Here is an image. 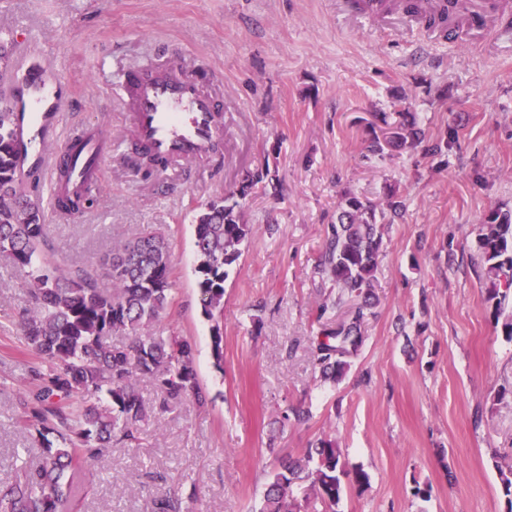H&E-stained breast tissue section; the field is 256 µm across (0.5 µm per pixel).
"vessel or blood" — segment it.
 <instances>
[{
	"mask_svg": "<svg viewBox=\"0 0 512 512\" xmlns=\"http://www.w3.org/2000/svg\"><path fill=\"white\" fill-rule=\"evenodd\" d=\"M466 9L479 18L477 31L484 37L500 26L504 14L500 0H468ZM59 82L55 59L33 40L17 42L12 68L0 76L12 95L8 106L21 145L20 169L37 167L52 209L62 196L99 186L112 151L109 128L88 129L73 121ZM114 86L146 153L166 166L216 160L224 115L205 81L180 68H137L119 73Z\"/></svg>",
	"mask_w": 512,
	"mask_h": 512,
	"instance_id": "1",
	"label": "vessel or blood"
}]
</instances>
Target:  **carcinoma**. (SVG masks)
Listing matches in <instances>:
<instances>
[{"mask_svg": "<svg viewBox=\"0 0 512 512\" xmlns=\"http://www.w3.org/2000/svg\"><path fill=\"white\" fill-rule=\"evenodd\" d=\"M392 123L385 137L372 132L368 151L406 144L417 147L426 134L408 112ZM276 168L269 162L248 174L229 195L198 207L194 247L202 313L212 326L213 353L221 357L224 283L242 256L252 228L244 219L243 201L259 189L277 190ZM93 205L90 191L64 197L59 207L73 215ZM404 209L390 192L386 208L346 193L328 225L319 274L339 288L338 300L360 301L351 317L323 333L314 360L321 378L336 381L363 345L364 307L374 297L375 273L387 216ZM482 276L489 299L507 298L512 289V211L492 210L482 224ZM0 254L27 279L32 308L23 319L24 344L41 362L29 368L35 388L20 400L21 421L33 427L43 449L42 461L24 468L0 490V512H70L71 490L65 472L86 466L112 441H138L137 423L149 408L137 383L155 382L164 402L192 396L205 402L191 344L153 330L169 304L171 250L167 236L146 231L128 239L100 265L82 263L64 270L55 258L40 204L31 198L19 173L16 138L10 113L0 104ZM105 269L112 288H103ZM123 334L119 344L108 337ZM346 472L336 441L321 439L296 461H285L266 484L261 512H295L292 487L301 482L329 508L341 499ZM154 512H183L179 497L154 501Z\"/></svg>", "mask_w": 512, "mask_h": 512, "instance_id": "cac0c4a2", "label": "carcinoma"}]
</instances>
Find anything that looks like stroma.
I'll list each match as a JSON object with an SVG mask.
<instances>
[{"label":"stroma","instance_id":"obj_1","mask_svg":"<svg viewBox=\"0 0 512 512\" xmlns=\"http://www.w3.org/2000/svg\"><path fill=\"white\" fill-rule=\"evenodd\" d=\"M435 46L415 31L338 0H0V31L58 57L61 89L87 123L106 124L119 148L106 160L94 205L77 220L46 214L63 264L99 261L141 229L172 243V292L155 327L196 349L205 406L151 412L138 445H113L72 480L74 512H152L165 494L189 512H258L282 460L336 440L346 470L336 512H512L500 470L512 467V337L481 276L479 229L512 210V24L484 47L469 22ZM176 46L188 67L215 74L224 93V165L192 175L136 174L134 139L114 72L154 64ZM415 113L447 148L367 152L378 113ZM278 163L280 192L246 200L251 238L225 283L223 354L214 357L195 272L193 210L235 190L241 170ZM405 209L386 225L376 303L364 343L341 381L321 383L312 349L348 314L317 274L342 194ZM28 286L0 256V485L42 458L17 426L37 354L24 350ZM289 408L302 423L280 424ZM274 451H267V444ZM428 488L416 496L415 486Z\"/></svg>","mask_w":512,"mask_h":512}]
</instances>
